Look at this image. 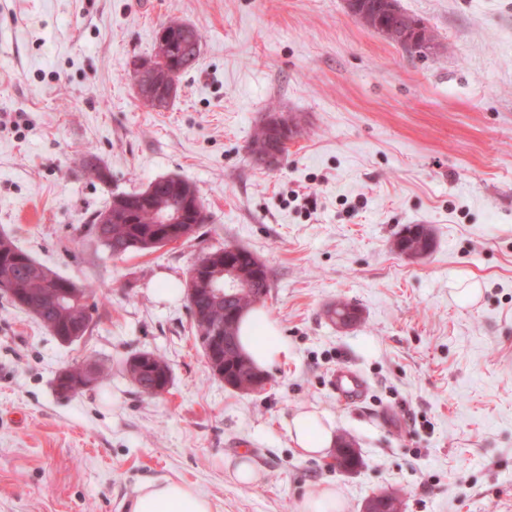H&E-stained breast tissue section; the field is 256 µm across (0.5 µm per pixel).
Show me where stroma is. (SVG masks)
Wrapping results in <instances>:
<instances>
[{"label": "stroma", "mask_w": 512, "mask_h": 512, "mask_svg": "<svg viewBox=\"0 0 512 512\" xmlns=\"http://www.w3.org/2000/svg\"><path fill=\"white\" fill-rule=\"evenodd\" d=\"M399 3L433 50L406 52L344 0H0V234L103 288L72 343L0 293V512H129L163 478L214 512H299L325 484L347 512L384 489L402 512H512V0ZM169 19L203 40L157 112L133 65ZM272 111L300 134L268 169L249 145ZM168 175L199 191V238L111 256L89 217ZM413 224L433 236L422 258L394 247ZM227 244L268 267L288 351L248 394L211 374L186 299L190 267ZM339 300L361 312L351 329L327 315ZM143 351L170 368L161 396L125 372ZM90 360L108 378L60 392ZM341 367L361 400L332 391ZM299 409L354 441V471L296 450ZM243 452L251 488L232 477Z\"/></svg>", "instance_id": "1"}]
</instances>
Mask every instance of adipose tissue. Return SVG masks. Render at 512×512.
<instances>
[{
  "instance_id": "1",
  "label": "adipose tissue",
  "mask_w": 512,
  "mask_h": 512,
  "mask_svg": "<svg viewBox=\"0 0 512 512\" xmlns=\"http://www.w3.org/2000/svg\"><path fill=\"white\" fill-rule=\"evenodd\" d=\"M243 353L257 368L281 360L285 347L276 337V325L262 308L248 311L240 323ZM287 432L297 450L307 457H320L334 443L332 427L314 411H299L287 421ZM131 512H213V503L194 486L183 481L159 479L144 484L131 504Z\"/></svg>"
}]
</instances>
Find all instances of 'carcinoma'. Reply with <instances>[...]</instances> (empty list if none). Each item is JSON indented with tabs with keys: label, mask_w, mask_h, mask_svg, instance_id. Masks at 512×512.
Returning a JSON list of instances; mask_svg holds the SVG:
<instances>
[{
	"label": "carcinoma",
	"mask_w": 512,
	"mask_h": 512,
	"mask_svg": "<svg viewBox=\"0 0 512 512\" xmlns=\"http://www.w3.org/2000/svg\"><path fill=\"white\" fill-rule=\"evenodd\" d=\"M348 13L360 25L379 32L411 52L413 48L400 37V26L403 20L409 19L417 25L411 36L419 46L418 53L424 54L435 47L433 31L421 20L405 13L398 0H354ZM166 25V49L159 56L157 64L162 69L175 68L184 73L198 62L203 34L195 30V40L189 42L182 37L185 23L171 20ZM275 116L274 112L268 114L249 146L251 158L257 164L269 138L270 121ZM151 185L153 190L149 196L144 197L140 192L115 194L108 207L93 215L90 233L112 256L122 257L165 246L160 237L163 225L159 223V217L166 211L185 208L189 194L197 200L198 210L186 213L185 222L179 225L180 234L187 242L199 237L206 214L196 185L179 176L156 179ZM104 215L109 216L106 224L101 223ZM395 248L401 253L411 249L428 253L432 248L430 231L420 224L410 225L395 241ZM228 257L242 273L243 286L233 296L224 299V306L219 309L205 292H198L187 301L193 333L195 339L200 341L201 348H206V336L202 332L216 322L224 324V346L220 350L224 360V376L233 388L246 391L253 384L257 369L239 348V323L242 314L264 303L272 288L271 276L266 265L244 247H234V252ZM0 284L5 285L4 293L13 303L33 314L53 335L63 338L72 335L83 321L77 302L86 301L97 294V289L92 285L78 284L36 261L5 234H0ZM91 369L95 371L97 383L108 376L109 368L105 364L90 362L75 367L65 378L59 379V388L82 389L87 372ZM125 372L141 392L152 396L165 392L171 378L167 363L148 352L128 359Z\"/></svg>",
	"instance_id": "1"
}]
</instances>
